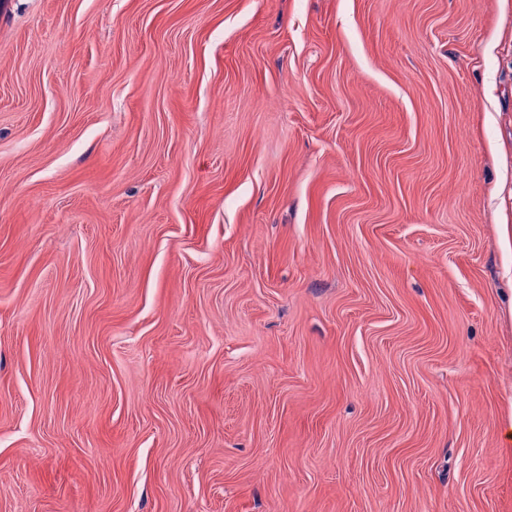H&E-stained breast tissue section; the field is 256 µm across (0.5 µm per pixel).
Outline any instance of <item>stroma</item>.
Here are the masks:
<instances>
[{"instance_id": "1", "label": "stroma", "mask_w": 512, "mask_h": 512, "mask_svg": "<svg viewBox=\"0 0 512 512\" xmlns=\"http://www.w3.org/2000/svg\"><path fill=\"white\" fill-rule=\"evenodd\" d=\"M512 0H0V512H512Z\"/></svg>"}]
</instances>
